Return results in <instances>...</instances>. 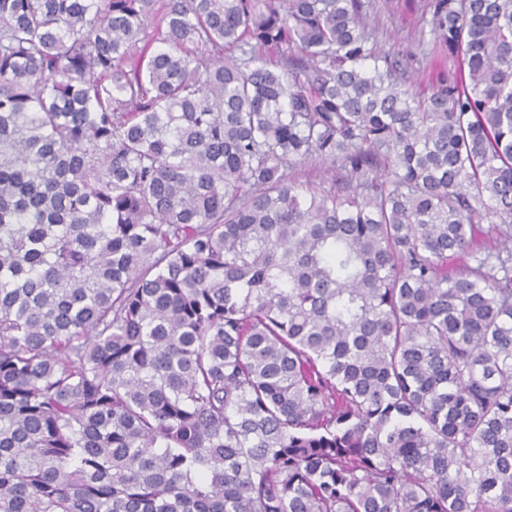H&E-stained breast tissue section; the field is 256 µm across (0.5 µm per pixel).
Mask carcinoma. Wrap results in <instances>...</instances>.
<instances>
[{"label":"carcinoma","instance_id":"carcinoma-1","mask_svg":"<svg viewBox=\"0 0 512 512\" xmlns=\"http://www.w3.org/2000/svg\"><path fill=\"white\" fill-rule=\"evenodd\" d=\"M361 8L0 0V512H512V0ZM366 6L370 46L391 59L408 63L407 84L421 95L432 92V78L442 71L452 79L459 69L456 56L448 52L431 30L432 0H363ZM411 56V58H409ZM286 173L289 178L303 184L304 189L309 187L316 190H328L335 187L337 190L342 188L347 181V172L340 163L331 165L329 162L322 163L318 160L306 165L288 168Z\"/></svg>","mask_w":512,"mask_h":512}]
</instances>
